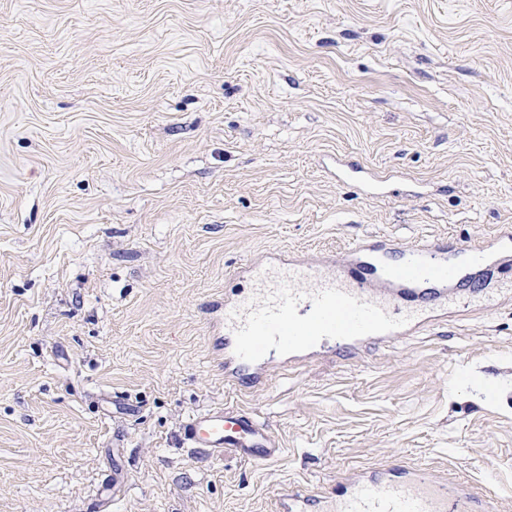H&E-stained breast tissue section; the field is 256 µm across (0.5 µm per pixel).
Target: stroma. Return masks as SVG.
Instances as JSON below:
<instances>
[{
  "label": "stroma",
  "instance_id": "stroma-1",
  "mask_svg": "<svg viewBox=\"0 0 512 512\" xmlns=\"http://www.w3.org/2000/svg\"><path fill=\"white\" fill-rule=\"evenodd\" d=\"M342 154L436 185L361 197ZM512 225V0H0V512H275L401 458L512 512V271L448 320L241 390L206 307L272 250ZM224 405L285 448L191 455ZM124 448H112V479H107L102 483L98 506L95 505L93 510H100L101 503L108 502L112 499V502L121 499L120 497L125 494L126 487L128 485V473L122 465Z\"/></svg>",
  "mask_w": 512,
  "mask_h": 512
}]
</instances>
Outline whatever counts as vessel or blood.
I'll return each mask as SVG.
<instances>
[{
	"mask_svg": "<svg viewBox=\"0 0 512 512\" xmlns=\"http://www.w3.org/2000/svg\"><path fill=\"white\" fill-rule=\"evenodd\" d=\"M339 185L363 195L391 196L389 178L336 156ZM512 268V225L480 243L449 250L433 239L416 244L366 235L332 254L271 251L236 271L243 288L225 296L213 327L234 386L267 385L276 367L326 353L351 355L417 336L448 314L468 287L485 288L495 271ZM182 437L194 454L272 463L284 453L270 425L250 411L216 406L190 416ZM123 451H112V477L100 501L119 500L128 485ZM277 512H489L487 498L464 484L404 464L361 467L328 493L284 486Z\"/></svg>",
	"mask_w": 512,
	"mask_h": 512,
	"instance_id": "b4317fda",
	"label": "vessel or blood"
}]
</instances>
